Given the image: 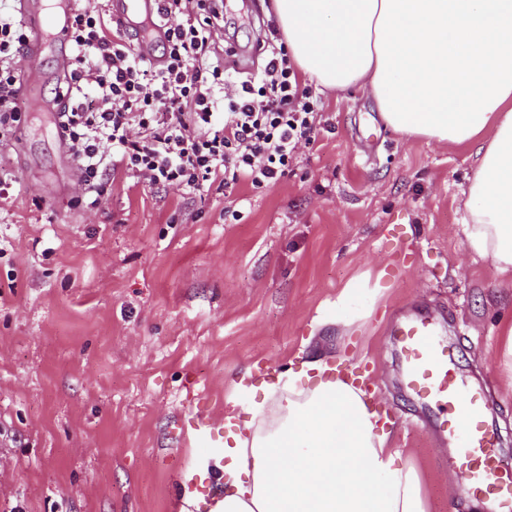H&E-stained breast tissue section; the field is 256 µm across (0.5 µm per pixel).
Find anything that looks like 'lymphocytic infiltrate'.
Returning <instances> with one entry per match:
<instances>
[{
  "label": "lymphocytic infiltrate",
  "mask_w": 512,
  "mask_h": 512,
  "mask_svg": "<svg viewBox=\"0 0 512 512\" xmlns=\"http://www.w3.org/2000/svg\"><path fill=\"white\" fill-rule=\"evenodd\" d=\"M166 64L156 69L126 45L120 21L84 6L71 32V80L62 89L61 137L83 188L73 204L96 208L103 176L122 167L151 187L201 196L275 185L301 146L326 124L313 86H301L285 47L267 48L263 68L237 81L215 35L223 0H158ZM28 34L0 0V144L19 140L28 108L19 59Z\"/></svg>",
  "instance_id": "obj_1"
}]
</instances>
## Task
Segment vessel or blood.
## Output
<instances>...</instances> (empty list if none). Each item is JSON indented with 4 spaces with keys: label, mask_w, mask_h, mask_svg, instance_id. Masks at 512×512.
<instances>
[{
    "label": "vessel or blood",
    "mask_w": 512,
    "mask_h": 512,
    "mask_svg": "<svg viewBox=\"0 0 512 512\" xmlns=\"http://www.w3.org/2000/svg\"><path fill=\"white\" fill-rule=\"evenodd\" d=\"M80 0H48L45 7L33 6L30 0L21 4V18L31 37L25 56L40 58L50 42L69 44L71 23ZM127 27L141 29L143 35L138 53L151 66L160 60L153 51L155 39L163 37L155 0H119L110 9ZM399 344L405 365L408 389L420 400L433 406L464 409L468 423L459 426L453 414L440 423V429L453 440L459 462L467 473L473 492L490 500L495 512H512V466L498 453L495 438L486 425V402L478 389L466 387L457 377L452 353L438 338L434 322L414 318L398 328ZM198 449L191 480H180L179 496H198V512H213L219 499L213 478H200L210 455L224 452V423L207 413L195 418L190 435Z\"/></svg>",
    "instance_id": "b4317fda"
}]
</instances>
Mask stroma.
I'll return each mask as SVG.
<instances>
[{"label":"stroma","mask_w":512,"mask_h":512,"mask_svg":"<svg viewBox=\"0 0 512 512\" xmlns=\"http://www.w3.org/2000/svg\"><path fill=\"white\" fill-rule=\"evenodd\" d=\"M224 19V59L247 79L271 0H224ZM320 97L329 132L275 186L191 197L117 172L95 214L72 204L52 113H29L8 150L21 190L0 207V512H180L195 414L243 399L244 372L299 369L313 319L369 272L385 291L342 365L369 373L431 512L474 509L448 486L435 409L406 386L396 321L436 322L512 464V280L464 247L473 150L394 133L363 90Z\"/></svg>","instance_id":"35a3bbf8"}]
</instances>
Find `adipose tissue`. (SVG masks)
I'll return each mask as SVG.
<instances>
[{"label": "adipose tissue", "mask_w": 512, "mask_h": 512, "mask_svg": "<svg viewBox=\"0 0 512 512\" xmlns=\"http://www.w3.org/2000/svg\"><path fill=\"white\" fill-rule=\"evenodd\" d=\"M273 15L317 86H359L392 131L473 147L464 245L512 278V0H273ZM335 358L310 357L242 404L222 512H429L389 418Z\"/></svg>", "instance_id": "1"}]
</instances>
